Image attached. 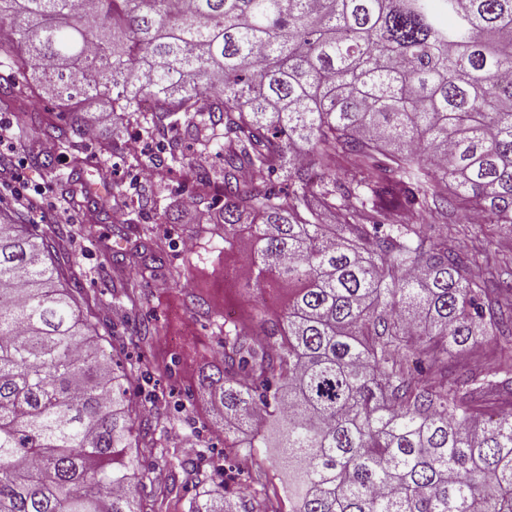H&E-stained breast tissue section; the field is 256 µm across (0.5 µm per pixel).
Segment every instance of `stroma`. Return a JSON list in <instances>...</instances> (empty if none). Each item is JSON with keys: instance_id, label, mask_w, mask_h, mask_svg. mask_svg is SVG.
Instances as JSON below:
<instances>
[{"instance_id": "obj_1", "label": "stroma", "mask_w": 512, "mask_h": 512, "mask_svg": "<svg viewBox=\"0 0 512 512\" xmlns=\"http://www.w3.org/2000/svg\"><path fill=\"white\" fill-rule=\"evenodd\" d=\"M170 136L163 129L155 139L144 140L136 122H122L104 128L97 139L82 138L73 148L56 149L20 132L19 152L0 150V165H17L29 191L42 192V210L33 214L14 207L5 190L0 192V215L36 225L41 232L70 224V258L61 264L60 282L75 289V309L96 327L106 354L134 365L136 409L147 412L154 439L168 449L163 458L139 449L140 468L160 471L168 465L177 470L176 487L161 479L141 486L149 512H188L191 499L212 487L217 464L231 494H243L248 502L266 499L276 512H291L285 492L288 468L279 462L277 449L258 448L247 458L225 447L212 431L209 407L198 391V376L214 361L223 340L219 326L225 306L250 298L224 277L226 266L248 264L249 242L240 241L233 257L225 258L223 239L202 232L208 212L196 201V184L169 181L162 167L135 164L133 154L105 151L111 142L125 145L137 139L145 152L153 154ZM103 167L111 173L104 184L98 175ZM71 177L88 185L89 193L70 199L65 188ZM188 207L195 214L190 223L183 218ZM140 224L158 228L164 246L161 267L129 262L130 240ZM91 225L107 237V245L85 235V227ZM448 246L478 250L482 278L490 285L503 273L505 261L512 259V230L486 220L468 222L457 210L448 215ZM123 276L137 280L134 298L123 295L119 287ZM193 293L207 302L210 316L196 313L189 300ZM453 359L460 370L494 373L500 380L512 381V364L501 357L495 337H480L474 348L455 352ZM189 436L198 441L191 457L183 447ZM189 457L194 467L180 469V462Z\"/></svg>"}]
</instances>
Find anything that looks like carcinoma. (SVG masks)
<instances>
[{"label": "carcinoma", "mask_w": 512, "mask_h": 512, "mask_svg": "<svg viewBox=\"0 0 512 512\" xmlns=\"http://www.w3.org/2000/svg\"><path fill=\"white\" fill-rule=\"evenodd\" d=\"M0 24V58L59 101L54 145L94 99L149 136L223 126L222 170L173 139L166 174L218 209L224 250L251 240L240 279L287 295L224 323L198 384L231 447L269 426L293 512H512V411L479 419L497 382L448 375L488 333L512 358V280L489 292L444 224L512 225V0H0ZM70 238L0 221V512H145L128 377L55 285ZM133 248L160 259L153 225ZM189 512L259 510L219 484Z\"/></svg>", "instance_id": "cac0c4a2"}]
</instances>
